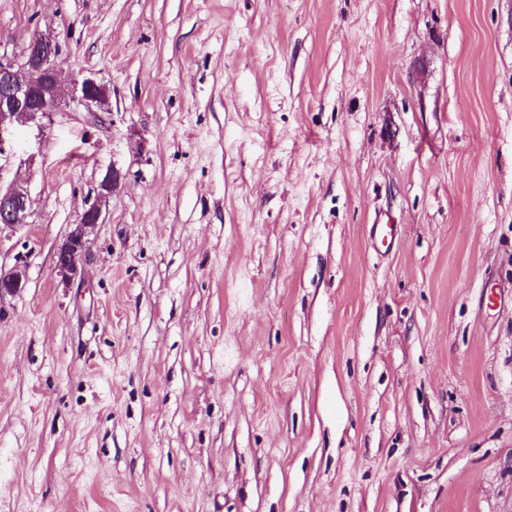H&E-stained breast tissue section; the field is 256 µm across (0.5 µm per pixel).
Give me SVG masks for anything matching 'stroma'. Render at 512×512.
Returning a JSON list of instances; mask_svg holds the SVG:
<instances>
[{"instance_id":"obj_1","label":"stroma","mask_w":512,"mask_h":512,"mask_svg":"<svg viewBox=\"0 0 512 512\" xmlns=\"http://www.w3.org/2000/svg\"><path fill=\"white\" fill-rule=\"evenodd\" d=\"M37 33L108 100L0 162V512H512V0H0ZM121 173L112 168L97 188L96 199L82 213L78 224H74L66 239L59 246L55 257V269L61 281L69 284L83 274L86 261V244L97 224H102L103 205L118 187ZM30 199L20 186L3 190L0 186V231L25 224L29 216Z\"/></svg>"}]
</instances>
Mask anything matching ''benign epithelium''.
Here are the masks:
<instances>
[{
  "label": "benign epithelium",
  "mask_w": 512,
  "mask_h": 512,
  "mask_svg": "<svg viewBox=\"0 0 512 512\" xmlns=\"http://www.w3.org/2000/svg\"><path fill=\"white\" fill-rule=\"evenodd\" d=\"M61 46L50 36L35 34L20 57L0 55V158L7 156L11 129L16 124L34 122L61 104L65 83H71V97L89 112L104 109L107 89L91 77L67 80L66 71L58 64ZM121 173L112 169L97 188L96 199L73 225L59 246L55 269L61 281L68 284L82 276L86 261V244L95 227L102 223L103 205L118 187ZM30 199L20 186L0 188V231L27 222ZM22 272L0 274V298L22 288Z\"/></svg>",
  "instance_id": "7a95c632"
}]
</instances>
